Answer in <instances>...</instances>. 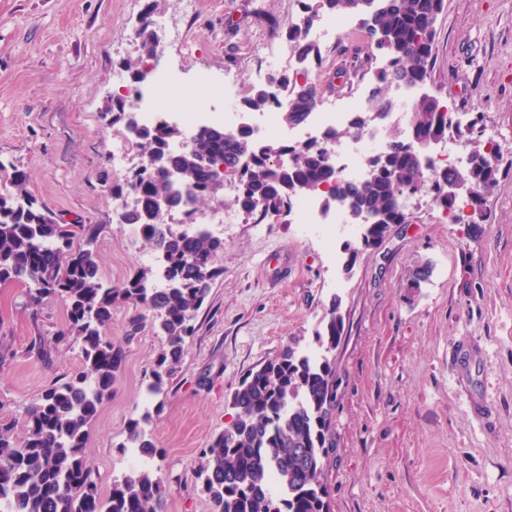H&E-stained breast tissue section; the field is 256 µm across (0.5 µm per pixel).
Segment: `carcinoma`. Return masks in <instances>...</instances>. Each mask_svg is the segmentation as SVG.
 <instances>
[{
    "instance_id": "cac0c4a2",
    "label": "carcinoma",
    "mask_w": 512,
    "mask_h": 512,
    "mask_svg": "<svg viewBox=\"0 0 512 512\" xmlns=\"http://www.w3.org/2000/svg\"><path fill=\"white\" fill-rule=\"evenodd\" d=\"M305 17L289 26L285 41L296 63L292 70L270 76L288 94V108L281 113L284 125L308 121L317 108V86L305 71L321 59L309 40L313 22L323 16H359L371 39L367 58L383 55L388 69L375 78L363 110L341 130L324 134L328 142L340 136L357 139L385 122L400 108L396 91L425 84L431 69L435 23L443 0H304ZM144 22L136 32L137 57L123 67L130 80L140 78L154 46ZM263 87L245 97L248 110L266 108ZM129 107L120 94L104 113L108 124L126 123ZM451 108L435 96L419 98L406 113L405 130L388 135L390 149L366 161L367 176L358 182H340L324 147L315 142L290 147L279 141L260 145L251 132H224L209 127L186 151L170 143L182 136L175 125L148 127L134 139L140 164L124 178L112 182V193L134 191L136 208L127 223L142 228V238L159 254L164 286L151 283L150 270H136L119 287L106 288L100 276L93 235L86 247L74 248L71 225L61 224L53 213L28 191L25 172L0 160V177L9 187L0 191V282L26 286L27 303L38 306L48 296H59L67 305V319L81 336L84 370L69 381L55 384L25 410V435L14 438V424H0V503L8 512H159L162 483L152 472L139 469L112 481L106 499L98 492L84 454L87 429L104 400L112 394L123 363V353L107 336L112 309L118 303L143 308L153 315V326L165 338L147 390L163 393L183 359L184 343L193 334L192 321L220 275L212 259L224 242L208 231H176L155 212L156 199L170 197L171 206L184 218L210 199L215 189L204 179L200 161L213 159L238 175L235 204L262 222L270 209L291 210L293 201L312 193L321 195L325 208L342 207L365 227L361 248L350 250L346 264H353L360 250L377 245L391 224L401 223L402 197L427 186L442 207L454 211L458 199L442 195L450 179L472 188H492L497 167L487 163L494 154L481 145L475 129L483 122L478 114L467 127L472 163L462 169H445L426 181V150L461 126L450 119ZM293 153L288 167L277 156ZM177 169L184 191L171 193L160 165ZM344 334L338 305L332 304L317 342L336 348ZM336 367L328 359H313L293 345L260 369L246 376L232 395L235 416L224 431L201 450L197 479L213 504V512H330L329 493L322 481L324 459L335 447L332 415L336 407ZM128 425L124 448H137L153 458L159 450L144 424Z\"/></svg>"
}]
</instances>
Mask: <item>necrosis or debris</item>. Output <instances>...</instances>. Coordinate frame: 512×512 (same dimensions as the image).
Here are the masks:
<instances>
[{
	"instance_id": "obj_1",
	"label": "necrosis or debris",
	"mask_w": 512,
	"mask_h": 512,
	"mask_svg": "<svg viewBox=\"0 0 512 512\" xmlns=\"http://www.w3.org/2000/svg\"><path fill=\"white\" fill-rule=\"evenodd\" d=\"M150 83H133L123 81L124 95L137 113L142 125L155 123L159 113H168L173 124L186 126L187 138H195L206 128L220 123L225 132H236L242 125H250L257 138L279 141L291 146H302L312 140L320 139L326 129L340 130L346 127L352 113L360 111V100L352 99L343 105L328 109L314 110L307 123L302 126L282 129L278 126V115L288 106L285 93L276 87L269 90V103L266 109L256 112L246 111L242 105L244 85L237 78L217 79L212 76L202 77L201 82L224 96L223 112H215L207 101H200L190 112L182 111L176 106L170 95L171 88L181 84L180 72L153 61ZM388 146V141L381 131L374 130L357 140H335L326 145L332 165L339 179L356 181L365 174L367 158L381 154ZM301 233L326 234L330 227L347 228V217L342 209L324 210L319 196L310 195L298 199L294 204Z\"/></svg>"
}]
</instances>
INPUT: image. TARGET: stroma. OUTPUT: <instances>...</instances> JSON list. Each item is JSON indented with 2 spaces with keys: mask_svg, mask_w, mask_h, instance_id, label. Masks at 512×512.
Listing matches in <instances>:
<instances>
[{
  "mask_svg": "<svg viewBox=\"0 0 512 512\" xmlns=\"http://www.w3.org/2000/svg\"><path fill=\"white\" fill-rule=\"evenodd\" d=\"M156 3L189 49L185 58L167 50L185 73L186 111L196 105V73L236 77L262 65L266 42L303 16L299 0H198L188 20L182 0ZM142 5L0 0V160L26 173L29 191L61 222L93 227L109 286L156 260L116 218L128 198L104 185L117 177L107 150L126 134L102 114L134 53ZM366 51L358 25L322 45L311 74L321 103L367 94L378 63ZM425 89L456 112L483 113L497 134L485 221L446 223L421 189L408 223L390 225L346 270L357 238L302 236L292 214L217 223L237 209L224 183L193 215L224 240L213 260L220 274L164 394L145 396L163 338L148 319L130 333L131 305L112 311L109 334L124 362L84 448L101 496L128 473L127 426L148 411L161 512H212L196 478L199 451L232 421L233 392L287 344L319 350L315 332L336 301L344 334L328 354L338 385L336 448L323 474L330 512H512V0H444ZM424 266L428 279L411 287ZM66 327L62 298L33 308L23 284H0V346L13 355L0 367V421L22 423L52 384L82 371L78 335L54 342ZM37 336L51 342L47 357L27 352Z\"/></svg>",
  "mask_w": 512,
  "mask_h": 512,
  "instance_id": "35a3bbf8",
  "label": "stroma"
}]
</instances>
